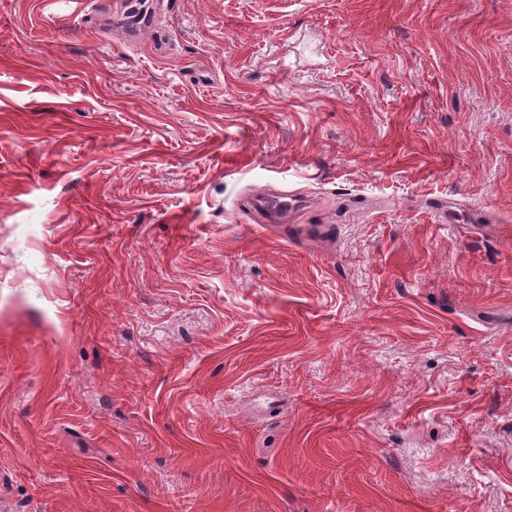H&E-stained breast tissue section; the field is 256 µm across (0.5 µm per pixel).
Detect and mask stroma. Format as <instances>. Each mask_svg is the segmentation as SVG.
Wrapping results in <instances>:
<instances>
[{
    "label": "stroma",
    "instance_id": "1",
    "mask_svg": "<svg viewBox=\"0 0 512 512\" xmlns=\"http://www.w3.org/2000/svg\"><path fill=\"white\" fill-rule=\"evenodd\" d=\"M126 9L0 0V512H512V0Z\"/></svg>",
    "mask_w": 512,
    "mask_h": 512
}]
</instances>
